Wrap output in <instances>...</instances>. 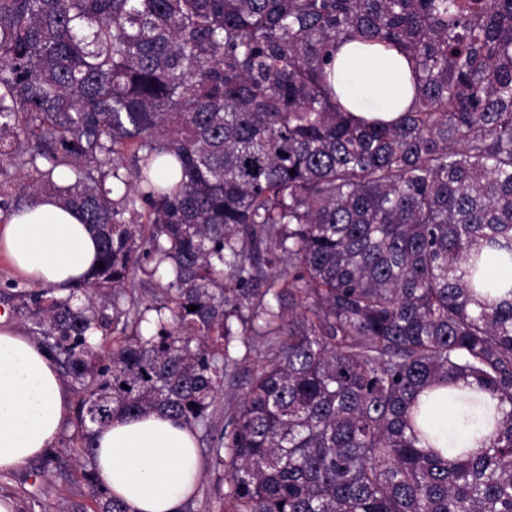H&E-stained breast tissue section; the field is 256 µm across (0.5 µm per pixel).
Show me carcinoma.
<instances>
[{"label": "carcinoma", "instance_id": "1", "mask_svg": "<svg viewBox=\"0 0 512 512\" xmlns=\"http://www.w3.org/2000/svg\"><path fill=\"white\" fill-rule=\"evenodd\" d=\"M340 39L407 57L397 120L340 104ZM9 168L0 210L54 197L104 264L29 292L87 455L118 414L210 427L259 336L211 458L224 512H512V283L479 292L512 265V0H0ZM461 381L497 437L450 460L419 396Z\"/></svg>", "mask_w": 512, "mask_h": 512}]
</instances>
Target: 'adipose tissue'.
Listing matches in <instances>:
<instances>
[{
    "mask_svg": "<svg viewBox=\"0 0 512 512\" xmlns=\"http://www.w3.org/2000/svg\"><path fill=\"white\" fill-rule=\"evenodd\" d=\"M335 90L367 120L391 121L414 91L403 55L382 44L339 43ZM96 242L72 212L47 199L0 221V254L33 288L68 292L96 260ZM432 437L440 448H486L493 441L496 402L462 385L430 393ZM70 394L48 349L0 326V472L50 453L70 416ZM97 483L129 512H183L201 478L192 427L166 414L117 416L94 436Z\"/></svg>",
    "mask_w": 512,
    "mask_h": 512,
    "instance_id": "ef3b65f1",
    "label": "adipose tissue"
}]
</instances>
